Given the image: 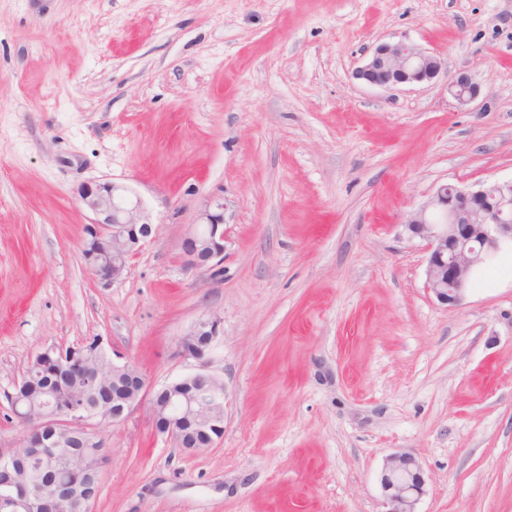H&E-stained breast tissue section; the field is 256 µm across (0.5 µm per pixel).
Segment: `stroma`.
<instances>
[{"label": "stroma", "instance_id": "obj_1", "mask_svg": "<svg viewBox=\"0 0 512 512\" xmlns=\"http://www.w3.org/2000/svg\"><path fill=\"white\" fill-rule=\"evenodd\" d=\"M401 35L477 99L357 80ZM510 178L512 0H0V448L40 352L99 338L155 392L196 371L178 343L211 314L223 438L178 447L147 398L92 421L90 512H383L396 452L425 471L418 512H512V249L445 309L402 231L441 182ZM92 180L155 227L110 283L81 254ZM219 195L224 259L186 270ZM447 74V90L452 98L460 106L471 104L480 93V84L474 81L471 74L467 71H459L454 75Z\"/></svg>", "mask_w": 512, "mask_h": 512}]
</instances>
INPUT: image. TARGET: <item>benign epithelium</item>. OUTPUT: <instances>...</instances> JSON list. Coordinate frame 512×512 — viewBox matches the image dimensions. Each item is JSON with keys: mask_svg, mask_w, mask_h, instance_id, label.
Masks as SVG:
<instances>
[{"mask_svg": "<svg viewBox=\"0 0 512 512\" xmlns=\"http://www.w3.org/2000/svg\"><path fill=\"white\" fill-rule=\"evenodd\" d=\"M444 60L406 39L377 45L364 64L355 71L363 83L394 93L435 82L444 73ZM447 90L460 106L471 104L480 93V84L471 74L459 71L447 77ZM79 201L92 215L86 234L95 244L99 262L88 263L104 282L120 278L129 259L152 237L150 215L141 200L125 184L90 181L78 187ZM404 231L426 243L425 287L432 298L446 308L461 304L476 270L502 247L512 246V180L477 182L469 186L446 182L440 184L429 200L407 216ZM224 199L207 201L198 222L186 233L181 250L184 264L196 271H210L224 258ZM221 335L218 317L198 319L179 342L181 354L197 363L198 372L189 378L209 379L210 362L196 344V337ZM172 382L154 393V424L164 427V434L176 438L177 431L196 408L197 397L206 394L226 398L225 387L209 386L186 393ZM21 397L10 395L12 411L18 419L30 422L40 434L37 443L27 439L19 448L4 453L0 460V512H64L65 503L55 510L45 508L38 491L19 488L14 483L15 468L24 461L37 462L51 471L60 456L56 435L75 426L95 436L78 401H73L61 415L33 417L22 412ZM138 406L124 399L112 401V414L106 420H125ZM197 430L205 435L202 447L211 448L224 435V420L198 422ZM379 484L386 505L385 512H417L416 506L425 493V473L416 458L406 452L386 457L379 473Z\"/></svg>", "mask_w": 512, "mask_h": 512, "instance_id": "1", "label": "benign epithelium"}]
</instances>
